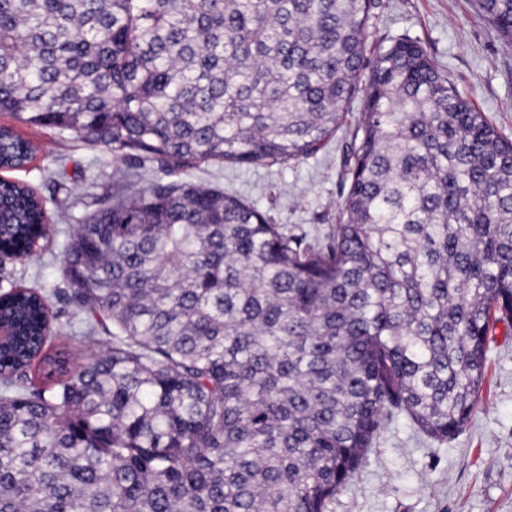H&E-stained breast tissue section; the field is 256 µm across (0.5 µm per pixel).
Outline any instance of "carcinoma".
<instances>
[{
    "instance_id": "obj_1",
    "label": "carcinoma",
    "mask_w": 512,
    "mask_h": 512,
    "mask_svg": "<svg viewBox=\"0 0 512 512\" xmlns=\"http://www.w3.org/2000/svg\"><path fill=\"white\" fill-rule=\"evenodd\" d=\"M512 42V0H476ZM371 0H0V112L131 169L60 268L85 364L31 354L57 324L0 296V512H328L393 413L435 442L512 334V140L420 40L367 57ZM362 95L339 223L309 239L195 164L318 152ZM32 149L0 127V169ZM157 166L147 180L146 163ZM0 242L53 228L0 179Z\"/></svg>"
}]
</instances>
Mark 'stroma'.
Returning <instances> with one entry per match:
<instances>
[{"instance_id":"stroma-1","label":"stroma","mask_w":512,"mask_h":512,"mask_svg":"<svg viewBox=\"0 0 512 512\" xmlns=\"http://www.w3.org/2000/svg\"><path fill=\"white\" fill-rule=\"evenodd\" d=\"M402 34L419 38L457 90L512 139V44L478 15L474 0H373L368 45ZM1 125L31 144L32 158L0 177L23 182L44 199L54 234L38 256L0 266V292L14 285L42 289L59 322H77L60 294L65 283L59 252L73 219L95 208L124 163L7 113L0 112ZM350 133L342 127L323 150L298 164H203L181 178L235 193L289 231L315 236L337 221ZM61 165L66 173L59 178ZM329 512H512V336L495 334L480 404L461 432L439 444L404 415H393Z\"/></svg>"}]
</instances>
